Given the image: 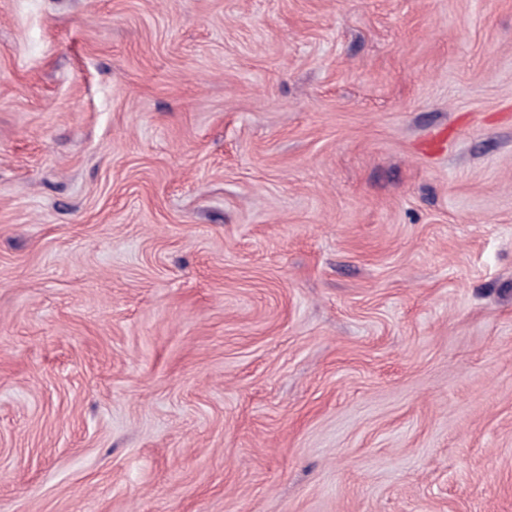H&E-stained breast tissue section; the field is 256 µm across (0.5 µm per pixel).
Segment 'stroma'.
Listing matches in <instances>:
<instances>
[{"label": "stroma", "instance_id": "1", "mask_svg": "<svg viewBox=\"0 0 512 512\" xmlns=\"http://www.w3.org/2000/svg\"><path fill=\"white\" fill-rule=\"evenodd\" d=\"M0 512H512V0H0Z\"/></svg>", "mask_w": 512, "mask_h": 512}]
</instances>
